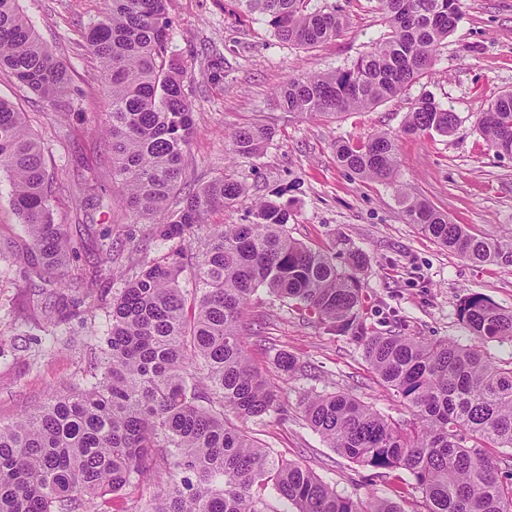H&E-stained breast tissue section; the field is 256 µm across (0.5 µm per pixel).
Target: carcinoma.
<instances>
[{
	"label": "carcinoma",
	"instance_id": "carcinoma-1",
	"mask_svg": "<svg viewBox=\"0 0 512 512\" xmlns=\"http://www.w3.org/2000/svg\"><path fill=\"white\" fill-rule=\"evenodd\" d=\"M167 0H107L84 32L100 63L112 108V193L134 221L169 251L136 270L112 296L99 366L34 412L0 424V512H84L156 462L170 483L145 512H403L398 502L353 498L313 472L273 457L244 423L279 405L243 342L244 309L262 287L304 314L351 336L380 381L412 411L401 425L356 397L334 392L303 401L309 426L338 454L388 474L408 472L425 512H512V360L499 363L478 346L371 334L360 315L362 285L336 255L290 238L288 209L252 205L248 224H219L201 256L187 264L185 242L210 212L232 208L246 189L219 176L177 197L183 159L196 128L185 75L173 57ZM282 42L311 48L338 36L343 18L311 0H242ZM389 32L349 67L298 75L280 90L289 112L338 115L398 94L434 62L461 18V0H377ZM0 70L48 107H70L69 70L56 60L20 11L0 0ZM458 116L431 97L408 112L403 133L452 132ZM478 126L496 151L512 155V91L500 94ZM272 135L264 125L238 129L231 152L258 155ZM336 159L359 176L396 183L395 136L336 141ZM0 172L31 239L28 288L66 285L69 241L53 218L56 189L44 146L23 113L0 97ZM405 216L422 234L475 265L512 271V238L471 233L426 200L399 192ZM190 270L192 289L182 286ZM191 312H186L187 297ZM480 342L512 343V310L480 293L457 308Z\"/></svg>",
	"mask_w": 512,
	"mask_h": 512
}]
</instances>
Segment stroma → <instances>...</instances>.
I'll use <instances>...</instances> for the list:
<instances>
[{
  "label": "stroma",
  "instance_id": "1",
  "mask_svg": "<svg viewBox=\"0 0 512 512\" xmlns=\"http://www.w3.org/2000/svg\"><path fill=\"white\" fill-rule=\"evenodd\" d=\"M345 19L336 39L311 49L279 41L264 19L246 12L238 0H168L167 15L176 59L186 73L197 133L187 153L185 182L195 189L218 176L244 183L246 198L212 212V224H246L251 205L272 200L285 206L290 236L336 255L345 266L350 252L365 258L361 310L370 332H399L427 340L471 343L457 317L459 303L480 293L512 310V272L478 266L436 244L406 220L396 185L368 180L342 167L334 144L343 138L363 142L388 132L397 137L398 185L427 199L475 234L512 235V156L497 153L477 128L479 113L512 90V0H462L461 19L441 46L433 67L396 96L361 111L336 117L294 114L280 107L276 91L289 76L349 67L389 31L377 0H313ZM23 13L55 58L70 74L65 111L43 100L0 71V97L24 112L29 128L46 148L47 170L61 191L54 219L64 225L75 252L68 271L75 277L68 297L112 295L122 288L92 281L87 270L102 264L97 242L109 234L112 268L125 269L132 245L148 262L164 254L146 224L134 222L122 203L88 209L81 176H91L104 193L112 191V151L103 139L109 88L82 32L101 14L105 0H19ZM434 97L456 112L449 134L406 135L407 112L421 96ZM264 124L273 137L260 156L233 159V133ZM11 184L0 173V423L9 424L81 380L95 348L109 328V310L74 313L49 320L45 303L24 289V258L29 239L10 204ZM244 340L250 361L278 391L279 410L249 421L253 437L275 456L300 464L340 493L353 497L397 498L396 487L410 482L403 470L382 476L327 447L303 417L302 400L315 392L345 391L390 418L412 414L401 397L370 369L363 349L350 336L304 318L294 306L266 289L252 296ZM288 353L302 365L288 375L277 364ZM157 476L133 482L116 494L94 499L88 512H141L157 489Z\"/></svg>",
  "mask_w": 512,
  "mask_h": 512
}]
</instances>
